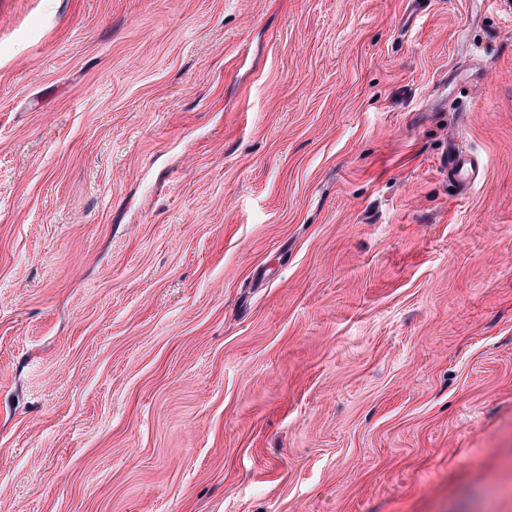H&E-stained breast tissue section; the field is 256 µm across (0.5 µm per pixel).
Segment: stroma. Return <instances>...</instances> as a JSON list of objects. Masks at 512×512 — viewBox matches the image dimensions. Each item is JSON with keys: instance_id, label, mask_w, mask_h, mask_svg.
I'll use <instances>...</instances> for the list:
<instances>
[{"instance_id": "1", "label": "stroma", "mask_w": 512, "mask_h": 512, "mask_svg": "<svg viewBox=\"0 0 512 512\" xmlns=\"http://www.w3.org/2000/svg\"><path fill=\"white\" fill-rule=\"evenodd\" d=\"M0 512H512V0H0ZM443 166L448 170V176L459 182H467L474 172V166L470 159L460 153H455L453 144H449L443 159Z\"/></svg>"}]
</instances>
